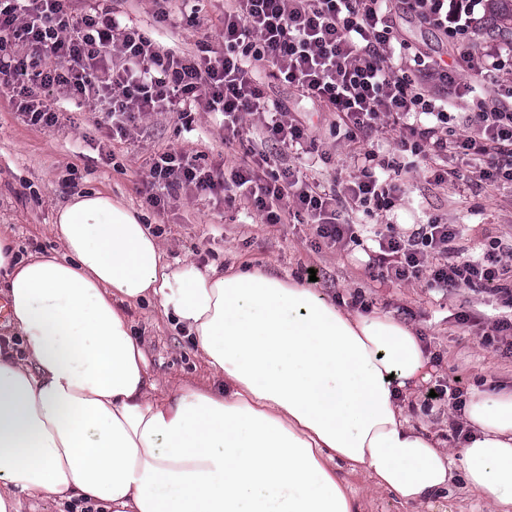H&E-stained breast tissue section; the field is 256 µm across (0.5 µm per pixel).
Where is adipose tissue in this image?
<instances>
[{
  "mask_svg": "<svg viewBox=\"0 0 512 512\" xmlns=\"http://www.w3.org/2000/svg\"><path fill=\"white\" fill-rule=\"evenodd\" d=\"M62 255L0 274L20 351L0 350V512L32 500L112 512H359L341 470L402 502L456 476L512 512V391L472 389L451 453L412 424L432 371L414 326L363 314L252 263L175 266L111 195L56 212ZM158 302L205 356L210 386L158 394L130 307Z\"/></svg>",
  "mask_w": 512,
  "mask_h": 512,
  "instance_id": "adipose-tissue-1",
  "label": "adipose tissue"
}]
</instances>
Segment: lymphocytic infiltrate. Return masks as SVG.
<instances>
[{"label":"lymphocytic infiltrate","instance_id":"obj_1","mask_svg":"<svg viewBox=\"0 0 512 512\" xmlns=\"http://www.w3.org/2000/svg\"><path fill=\"white\" fill-rule=\"evenodd\" d=\"M398 2L403 13L448 39L452 63L429 61L417 75L394 67L397 28L387 0H228L220 56L205 44L193 56L161 50L108 0H0V88L31 125L43 128L59 121L44 100L50 89L103 104L97 127L112 140L154 112L173 114L182 128H191L201 107L223 115L224 137L231 140L240 134L243 115L255 114L264 139L298 155L312 140L306 126L266 96L257 68L270 64L274 79L336 112L348 139L386 124L393 151L364 150L359 175L327 192L254 147L249 161L227 168L165 148L147 163L144 201L161 212L183 191L229 188L263 223L294 218L345 252L362 243L346 207L392 209L396 187L380 174L398 168L403 153L435 164L439 183L460 180L457 163L470 155L487 159L481 182H512V86L496 97L474 99L462 77L466 71L482 78L512 71V42L474 45V13L483 0ZM452 95L471 98L475 134L458 130L448 110ZM458 234L457 225L436 217L407 234L389 224L376 232L368 264L384 283L423 277L432 288L493 285L508 313L495 319L483 343L511 353L512 243L496 239L481 255L465 258L450 247Z\"/></svg>","mask_w":512,"mask_h":512}]
</instances>
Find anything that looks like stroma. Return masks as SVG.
Masks as SVG:
<instances>
[{
  "instance_id": "stroma-1",
  "label": "stroma",
  "mask_w": 512,
  "mask_h": 512,
  "mask_svg": "<svg viewBox=\"0 0 512 512\" xmlns=\"http://www.w3.org/2000/svg\"><path fill=\"white\" fill-rule=\"evenodd\" d=\"M114 8L126 12L154 38L162 50L196 53L200 42L213 51L224 49V0H203L197 25L181 18L180 0L169 4L170 21L159 25L153 0H112ZM398 36L403 49L397 50L395 65L416 69L418 53L444 54L445 46L432 31L414 22L400 21ZM260 77L269 99L287 105L307 126L315 141L312 154L304 159L282 154L274 142L265 151L296 165L308 177L327 189L357 176L355 155L370 146L391 150L394 141L384 131L346 139L338 130V118L325 107L303 98L300 92L274 80L269 67ZM47 101L59 114L52 128L24 123L15 109L0 98V230L8 232L20 255L53 254L60 246L48 233L56 209L76 193L87 190L111 194L123 201L145 224L158 228V241L170 260L192 261L204 268L230 263H267L281 277L306 282L309 269H316V292L332 299H351L362 294L371 310L391 314L414 325L430 354L435 370L431 384L453 385L462 379L466 387L478 386L489 393L512 389V355L482 343L497 315L499 302L491 287L445 289L427 287L424 281L382 284L376 270L366 265V252L374 246L337 252L316 243L308 224L285 221L262 223L242 201L228 204L223 194L195 192L181 194L164 214L146 207L141 194L147 176L146 159L161 147L201 153L207 162L233 163L245 157L257 134V119L244 115L242 136L225 142L221 115L197 112L192 132L180 133L168 114L154 113L124 139L104 140L94 124V104L78 103L61 91H52ZM401 191L387 212L357 214L362 224L392 223L400 228L430 217H438L462 227L453 246L457 251H481L491 238L512 239V185L489 187L478 181L438 184L423 162L403 166L395 175ZM130 315L136 335L146 353L148 369L160 392L180 383L207 382L209 371L201 350L186 331L174 327L158 304L132 308ZM412 412L429 435L456 446L455 429L459 414L449 403L434 404L425 410L422 399L412 402ZM362 512H488L486 502L457 481L447 499L426 505H404L385 490L361 491Z\"/></svg>"
}]
</instances>
